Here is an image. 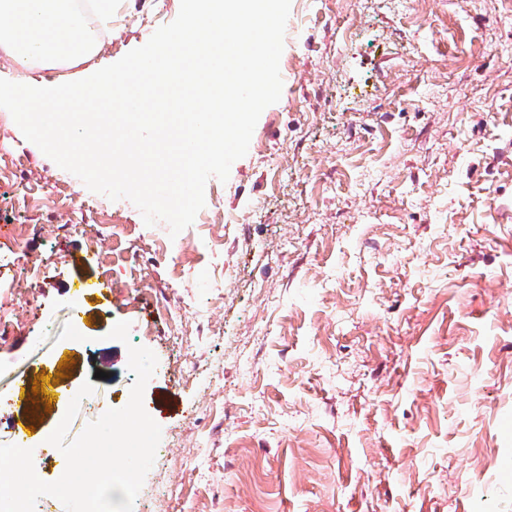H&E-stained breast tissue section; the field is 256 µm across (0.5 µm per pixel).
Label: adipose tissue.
<instances>
[{"mask_svg": "<svg viewBox=\"0 0 512 512\" xmlns=\"http://www.w3.org/2000/svg\"><path fill=\"white\" fill-rule=\"evenodd\" d=\"M98 39L75 0H0V51L18 69L90 62Z\"/></svg>", "mask_w": 512, "mask_h": 512, "instance_id": "1", "label": "adipose tissue"}]
</instances>
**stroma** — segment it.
<instances>
[{"mask_svg":"<svg viewBox=\"0 0 512 512\" xmlns=\"http://www.w3.org/2000/svg\"><path fill=\"white\" fill-rule=\"evenodd\" d=\"M179 8L106 0L95 66ZM280 72L174 266L166 222L0 112V444L67 411L31 410L23 379L69 391L99 369L124 407L133 344L158 360L162 432L133 512H512V0H291ZM212 267L217 293L196 282Z\"/></svg>","mask_w":512,"mask_h":512,"instance_id":"1","label":"stroma"}]
</instances>
